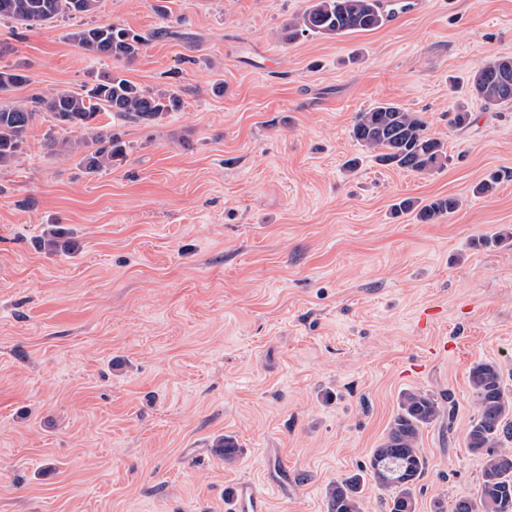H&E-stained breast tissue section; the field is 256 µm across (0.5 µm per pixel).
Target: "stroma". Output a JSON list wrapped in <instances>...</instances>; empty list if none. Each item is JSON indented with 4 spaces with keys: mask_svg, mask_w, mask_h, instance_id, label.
Instances as JSON below:
<instances>
[{
    "mask_svg": "<svg viewBox=\"0 0 512 512\" xmlns=\"http://www.w3.org/2000/svg\"><path fill=\"white\" fill-rule=\"evenodd\" d=\"M308 4L0 20V66L29 77L1 101L102 72L182 100L151 123L101 113L126 145L110 170L51 153L46 112L0 168V512H233L242 480L270 512H327L409 390L452 408L421 432L416 512L476 495L472 366L496 364L512 394V102L485 106L468 79L512 58V0H424L369 32L284 41ZM102 23L144 36L135 60L67 38ZM380 101L423 117L443 168L377 164L352 128ZM446 196L458 208L430 224L394 210ZM57 227L74 252L43 247ZM225 435L230 465L211 453Z\"/></svg>",
    "mask_w": 512,
    "mask_h": 512,
    "instance_id": "35a3bbf8",
    "label": "stroma"
}]
</instances>
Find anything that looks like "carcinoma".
Masks as SVG:
<instances>
[{
  "mask_svg": "<svg viewBox=\"0 0 512 512\" xmlns=\"http://www.w3.org/2000/svg\"><path fill=\"white\" fill-rule=\"evenodd\" d=\"M99 0H0V19L8 18L22 26L48 23L66 14H91ZM386 20L383 0H311V5L295 15L283 29L284 39L296 40L305 35L335 37L354 32L372 31ZM69 40L86 53L131 61L139 53L144 38L116 24L76 28ZM511 58H493L474 71L470 82L472 96L486 106L512 101V88L504 90L493 72ZM29 82L24 70L0 67V93L22 87ZM181 108L180 97L166 89H142L118 75L99 74L82 93L56 91L35 95L12 105L0 103V167L17 157L30 124L43 111L48 112L65 135L50 139L51 150L80 156L88 173L112 168L126 154L118 133L97 124L100 112H114L137 122H154ZM354 139L375 152L383 166H396L418 173H429L445 165V144L426 134V122L417 112L400 104L378 102L356 116ZM457 202L437 198L423 206L411 199L395 204L396 211H416L425 224L453 212ZM470 382L479 405L477 418L466 436V449L484 455L481 483L476 498L462 496L453 512H512V451L502 444L512 440V398L501 385L498 367L480 362L470 371ZM440 415L437 399L427 393L407 391L402 394L385 440L369 459L367 471L381 487L392 492L389 512H416L413 488L426 470L427 461L418 443L423 427ZM212 452L231 464L240 449L229 437L214 440ZM363 471L336 480L329 492L328 512H362Z\"/></svg>",
  "mask_w": 512,
  "mask_h": 512,
  "instance_id": "carcinoma-1",
  "label": "carcinoma"
}]
</instances>
